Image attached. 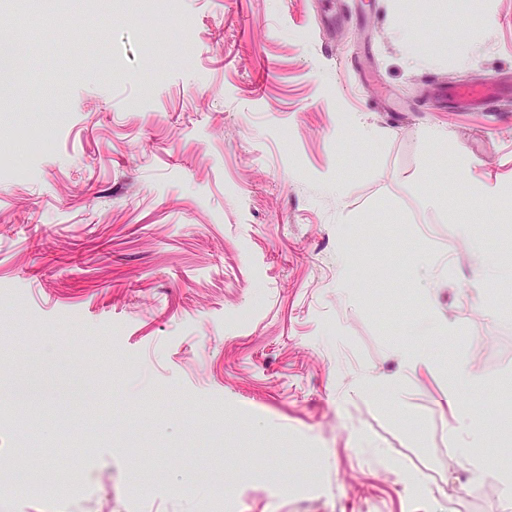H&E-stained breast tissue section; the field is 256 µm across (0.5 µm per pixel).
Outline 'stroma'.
<instances>
[{
    "instance_id": "obj_1",
    "label": "stroma",
    "mask_w": 512,
    "mask_h": 512,
    "mask_svg": "<svg viewBox=\"0 0 512 512\" xmlns=\"http://www.w3.org/2000/svg\"><path fill=\"white\" fill-rule=\"evenodd\" d=\"M24 2L0 512H512V0ZM441 100L453 108H490L499 102L498 87H479L468 84H459L445 87L438 92Z\"/></svg>"
}]
</instances>
